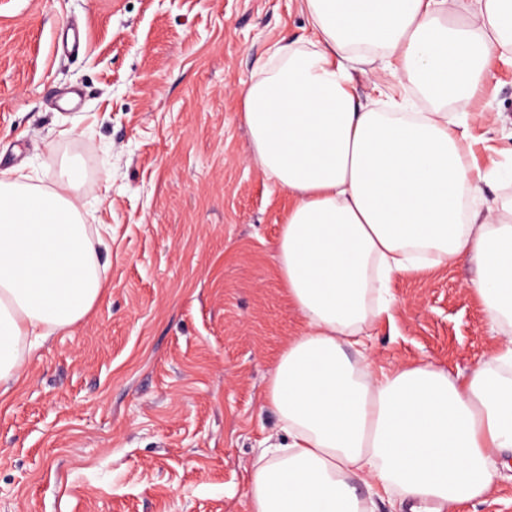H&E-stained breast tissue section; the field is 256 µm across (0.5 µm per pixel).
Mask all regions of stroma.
<instances>
[{
	"instance_id": "1",
	"label": "stroma",
	"mask_w": 512,
	"mask_h": 512,
	"mask_svg": "<svg viewBox=\"0 0 512 512\" xmlns=\"http://www.w3.org/2000/svg\"><path fill=\"white\" fill-rule=\"evenodd\" d=\"M301 0H0V171L75 192L107 290L52 336L0 400V512H246L261 441L277 435L267 375L302 320L273 244L290 199L251 158L239 91L274 44L306 45ZM361 103L414 97L404 76ZM481 184L512 197V65L492 50L468 103ZM469 262L395 277L374 370L465 374L499 337Z\"/></svg>"
}]
</instances>
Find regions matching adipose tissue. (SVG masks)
Returning a JSON list of instances; mask_svg holds the SVG:
<instances>
[{
    "label": "adipose tissue",
    "instance_id": "obj_1",
    "mask_svg": "<svg viewBox=\"0 0 512 512\" xmlns=\"http://www.w3.org/2000/svg\"><path fill=\"white\" fill-rule=\"evenodd\" d=\"M303 10L309 47L275 45L240 93L253 161L293 198L275 254L303 321L267 378L280 434L258 450L247 512H374L381 494L400 512L429 502L451 512L492 492L498 459L512 455V198L477 201L486 173L463 146L485 61L512 48V0H304ZM377 59L430 111L357 101L351 71ZM79 179L67 164L46 192L0 171V397L104 293L70 194ZM465 259L477 267L467 288L501 334L493 362L456 378L424 362L374 372L367 340L392 317L391 280Z\"/></svg>",
    "mask_w": 512,
    "mask_h": 512
}]
</instances>
